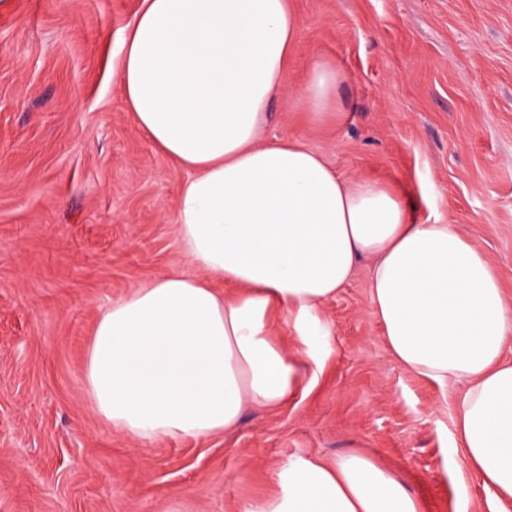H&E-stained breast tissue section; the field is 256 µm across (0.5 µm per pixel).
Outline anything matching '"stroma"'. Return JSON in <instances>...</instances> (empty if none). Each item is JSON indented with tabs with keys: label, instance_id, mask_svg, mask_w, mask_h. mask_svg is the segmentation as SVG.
<instances>
[{
	"label": "stroma",
	"instance_id": "stroma-1",
	"mask_svg": "<svg viewBox=\"0 0 512 512\" xmlns=\"http://www.w3.org/2000/svg\"><path fill=\"white\" fill-rule=\"evenodd\" d=\"M300 47L267 138L390 185L419 223L454 225L512 305V0H292ZM142 0H11L0 10V512H236L289 457L360 454L420 512H498L461 463V389L403 369L368 263L323 307L332 354L287 405L224 434L141 443L84 383L102 306L186 268L184 170L137 131L118 78ZM336 110L296 100L316 63Z\"/></svg>",
	"mask_w": 512,
	"mask_h": 512
}]
</instances>
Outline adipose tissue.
I'll use <instances>...</instances> for the list:
<instances>
[{
	"label": "adipose tissue",
	"instance_id": "adipose-tissue-1",
	"mask_svg": "<svg viewBox=\"0 0 512 512\" xmlns=\"http://www.w3.org/2000/svg\"><path fill=\"white\" fill-rule=\"evenodd\" d=\"M301 22L289 0H143L118 68L138 130L185 169L177 199L190 269L145 282L96 318L84 368L98 414L143 443L232 430L286 405L331 352L323 305L371 260L369 302L394 360L463 392L466 468L512 501V307L483 252L449 224H421L388 185L344 179L299 140L262 136ZM315 67L301 104L334 100ZM232 282L235 293L218 288ZM286 316L299 351L273 336ZM277 490L237 512H419L361 455L293 456Z\"/></svg>",
	"mask_w": 512,
	"mask_h": 512
}]
</instances>
